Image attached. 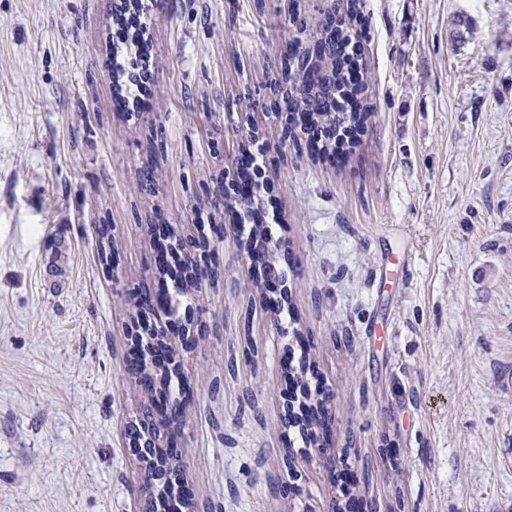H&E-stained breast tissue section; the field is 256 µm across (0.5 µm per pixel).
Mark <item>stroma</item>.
<instances>
[{
  "label": "stroma",
  "instance_id": "stroma-1",
  "mask_svg": "<svg viewBox=\"0 0 512 512\" xmlns=\"http://www.w3.org/2000/svg\"><path fill=\"white\" fill-rule=\"evenodd\" d=\"M112 2L0 0V512H140L125 325L130 288L175 287L155 224L204 225L221 270L183 302L172 380L197 512L347 494L355 512H512V0H362L354 144L317 155L263 125L285 336L207 190L269 101L293 16L332 0H145L151 76L130 111L106 67ZM289 353L327 399L334 468L282 424Z\"/></svg>",
  "mask_w": 512,
  "mask_h": 512
}]
</instances>
